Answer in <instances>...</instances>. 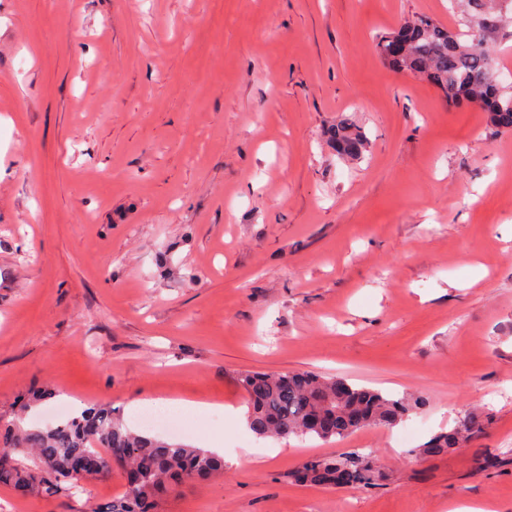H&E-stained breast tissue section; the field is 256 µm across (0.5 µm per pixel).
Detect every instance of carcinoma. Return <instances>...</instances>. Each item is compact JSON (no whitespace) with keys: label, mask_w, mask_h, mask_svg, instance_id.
I'll return each instance as SVG.
<instances>
[{"label":"carcinoma","mask_w":512,"mask_h":512,"mask_svg":"<svg viewBox=\"0 0 512 512\" xmlns=\"http://www.w3.org/2000/svg\"><path fill=\"white\" fill-rule=\"evenodd\" d=\"M456 2L461 10L456 25L417 16L377 37V48L390 67L423 77L452 104L466 101L479 106L492 125L512 131V85L502 87L499 95L493 91L492 80L503 70L491 57L494 41L512 14V0ZM330 138L342 156L360 158L366 151V137L351 123L337 125ZM239 384L249 428L259 437L343 439L365 427L394 425L409 412L403 400L343 377L246 371ZM52 396L50 389L32 393L18 403L13 419L0 423L1 487L54 502L63 493L82 490L71 476L72 460L94 457L100 466L84 480L119 469L126 476L140 475V482L126 484L119 496L92 503L90 512H154L158 494L174 491L186 480L224 474V459L202 448L133 432L106 405L89 404L71 418L44 427L27 425L31 408ZM485 428V420L469 413L448 432L433 436L420 453L437 456L465 448ZM340 469L351 487L368 488L382 479L376 460L354 450L309 459L293 472L292 480L334 486Z\"/></svg>","instance_id":"obj_1"}]
</instances>
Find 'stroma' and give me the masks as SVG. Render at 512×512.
Masks as SVG:
<instances>
[{"label":"stroma","mask_w":512,"mask_h":512,"mask_svg":"<svg viewBox=\"0 0 512 512\" xmlns=\"http://www.w3.org/2000/svg\"><path fill=\"white\" fill-rule=\"evenodd\" d=\"M448 0H0V418L19 395L196 401L253 462L156 512H512V131L378 55ZM350 120L362 158L327 131ZM405 399L341 441L240 428V372ZM477 413L485 431L416 450ZM372 454L371 488L303 486ZM340 468L344 470L345 484L351 487L368 488L382 479L376 460L355 450L338 457L309 459L291 477L304 485L336 486V472Z\"/></svg>","instance_id":"obj_1"}]
</instances>
